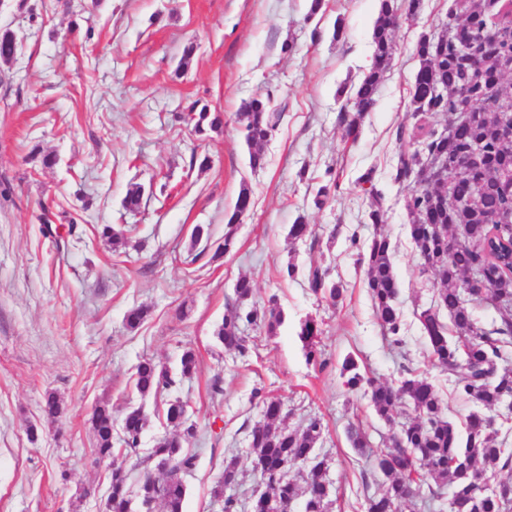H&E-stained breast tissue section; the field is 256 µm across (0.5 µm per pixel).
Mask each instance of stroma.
Returning <instances> with one entry per match:
<instances>
[{
	"label": "stroma",
	"mask_w": 512,
	"mask_h": 512,
	"mask_svg": "<svg viewBox=\"0 0 512 512\" xmlns=\"http://www.w3.org/2000/svg\"><path fill=\"white\" fill-rule=\"evenodd\" d=\"M310 4L0 0V30L12 31L18 45L13 62L0 66V512H104L110 471L95 461L88 424L102 401L117 422L131 407L148 416L132 462L146 460L167 434L166 402L186 404L199 460L183 477L184 512H220L212 489L231 455L239 457L241 498L256 487L247 433L260 417L257 387L283 400L287 427L322 418L330 512H364L376 476L346 428L359 425L383 448L394 427L367 395L344 386L348 355L377 382L415 370L435 386L448 420L463 424L469 405L425 351L418 315L439 283L407 233L411 186L393 177L397 130L414 123L416 42L441 32L454 2L422 0L401 18L392 67L353 143L338 124L339 112L353 106L338 90L357 86L368 67L378 0H322L314 15ZM286 41L294 44L287 54ZM266 94L284 117L255 170L235 115ZM201 111L223 113L221 130L196 132L190 117ZM329 168L339 187L318 207L314 195ZM368 172L383 195L404 323L399 346L383 335L357 262L374 233L358 185ZM136 186L141 206L129 212L122 202ZM244 187L251 210L236 226L234 250L215 258ZM300 217L316 228L318 246L289 237ZM70 222L72 234H56ZM105 224L127 226L120 250L102 237ZM199 224L210 237L197 253L191 234ZM313 261L342 286L339 302L308 288L301 270ZM290 263L300 270L292 278L284 275ZM242 275L253 280L256 300L276 296L284 317L276 335L258 333L246 361L215 336ZM142 305L149 316L127 327L126 313ZM308 317L322 329L323 370L306 363L296 335ZM189 348L199 359L193 377L157 396L135 390L139 360L175 372ZM216 378L218 396L210 391ZM49 393L66 408L53 425L41 413Z\"/></svg>",
	"instance_id": "35a3bbf8"
}]
</instances>
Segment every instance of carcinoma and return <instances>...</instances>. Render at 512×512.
Masks as SVG:
<instances>
[{
	"label": "carcinoma",
	"mask_w": 512,
	"mask_h": 512,
	"mask_svg": "<svg viewBox=\"0 0 512 512\" xmlns=\"http://www.w3.org/2000/svg\"><path fill=\"white\" fill-rule=\"evenodd\" d=\"M460 9L448 10L445 31L422 35L415 47L420 61L412 89L416 122L400 127L399 139L418 144V148L398 155L394 179L413 183L406 209L410 217L409 235L423 261V268L434 274L441 288L432 304L418 316L429 358L442 371L454 377L456 392L474 405L467 416L465 433L443 414V403L435 386L419 375H409L396 384L376 383L358 371L351 358L343 361L340 376L350 391L364 390L376 414L388 423L398 414L408 421L398 425L391 445L370 456L375 472L382 476L378 488L366 497V512H401L402 505L417 497L429 505L439 499V490L450 487L448 512H512V448L500 437L491 413L512 403V223L500 224L495 217L512 213V190L504 186L502 174L512 173V140L502 134L499 115L485 109L482 100L494 88L512 86V73L500 66L503 57L512 58V38H494L489 31L509 22L512 5L502 4L503 13L491 11L470 0H457ZM419 0H380L375 22L371 63L349 100L354 115H341L346 137L357 140L359 118L375 104L379 85L390 69L396 52L393 20L401 11L412 14ZM467 41L483 59V69L473 71L456 51V43ZM16 51L14 34L0 32V62L9 63ZM461 101L471 103L467 115L458 112ZM448 117V135L437 128L438 118ZM283 112L271 106L270 98L255 97L243 103L237 120L249 149L253 169L265 164L264 145L279 126ZM480 142L483 154L479 164L457 166L468 144ZM448 161V182L424 181L419 168L430 155ZM319 186L315 204L321 206L336 191L337 177L332 169ZM371 197L368 218L375 232L367 249L358 253V262L366 269V281L374 312L384 336L395 346L402 344L401 314L397 307V281L391 258V243L382 231L381 193L373 186L371 175L361 178ZM251 207L248 189L240 191L228 218L223 252L235 247L234 227ZM464 226V239L454 240L451 230ZM289 236L317 241L316 230L303 218L290 225ZM308 288L317 296L337 302L343 288L332 281L329 270L312 263L305 272ZM253 281L241 277L234 287L235 300L230 314L215 331L224 349L245 358L255 346V337L247 328L272 336L283 323V313L275 297L259 305L252 301ZM497 299L495 317L482 323L474 315L484 302L483 293ZM447 312L456 335H448L441 313ZM318 323L300 321L297 336L303 344L305 360L321 370L328 366L320 344ZM198 360L189 349L180 358L179 375L191 377ZM177 385L176 375L150 358L136 366L135 388L145 396L158 394ZM253 398L261 409L260 420L248 431L253 456V471L265 491L250 498L251 512H291L292 504L304 502L305 512H328L329 463L316 452L323 433L317 416L304 419L296 428H287L288 418L282 401L256 388ZM508 408V407H506ZM508 413L502 415L509 421ZM171 433L162 438L150 453L163 476L149 471L136 473L137 466L118 461L123 451L139 446L147 426V415L137 409L125 413L121 435H113L112 408L100 405L92 413L95 435L94 453L99 461L112 467L107 497L108 512H132V495H137L145 512H183L186 488L176 477L179 471L196 468L197 455L190 448L197 435L195 424L188 422L184 404L168 403L165 412ZM347 437L356 451L370 447L366 433L350 426ZM239 460L224 461V471L212 489V497L222 502V512H244L238 492ZM137 491H132V483Z\"/></svg>",
	"instance_id": "obj_1"
}]
</instances>
